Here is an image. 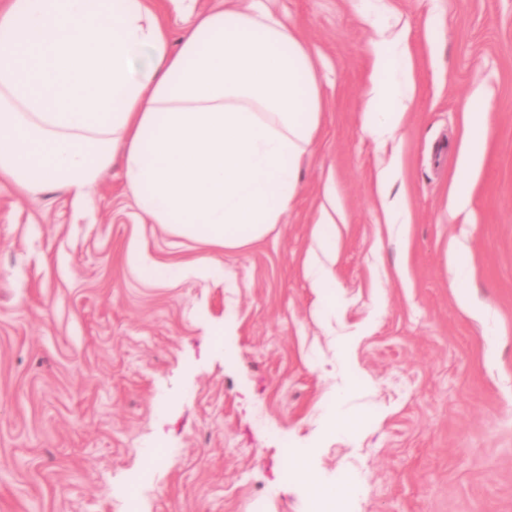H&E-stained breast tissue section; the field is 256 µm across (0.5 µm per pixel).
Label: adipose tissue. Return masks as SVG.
<instances>
[{
    "mask_svg": "<svg viewBox=\"0 0 512 512\" xmlns=\"http://www.w3.org/2000/svg\"><path fill=\"white\" fill-rule=\"evenodd\" d=\"M178 51L150 0H11L0 12V178L83 199L114 161L143 216L225 250L281 223L320 124L309 50L267 0L196 11L168 0ZM365 129L396 130L413 89L404 36L373 43ZM474 97L451 202L465 208L487 125Z\"/></svg>",
    "mask_w": 512,
    "mask_h": 512,
    "instance_id": "ef3b65f1",
    "label": "adipose tissue"
}]
</instances>
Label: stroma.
Instances as JSON below:
<instances>
[{
  "label": "stroma",
  "mask_w": 512,
  "mask_h": 512,
  "mask_svg": "<svg viewBox=\"0 0 512 512\" xmlns=\"http://www.w3.org/2000/svg\"><path fill=\"white\" fill-rule=\"evenodd\" d=\"M274 7L322 117L261 240L224 252L148 223L117 163L81 204L0 179V512H305L283 471L311 447L315 482L360 481L350 512H512V0ZM382 34L406 35L416 89L380 144L363 120ZM478 91L488 149L456 212ZM331 194L322 299L306 264ZM152 263L185 274L145 281ZM330 406L345 434L322 432ZM331 211L324 209L314 226L313 237L317 247L325 254L336 250V204L331 202Z\"/></svg>",
  "instance_id": "stroma-1"
}]
</instances>
